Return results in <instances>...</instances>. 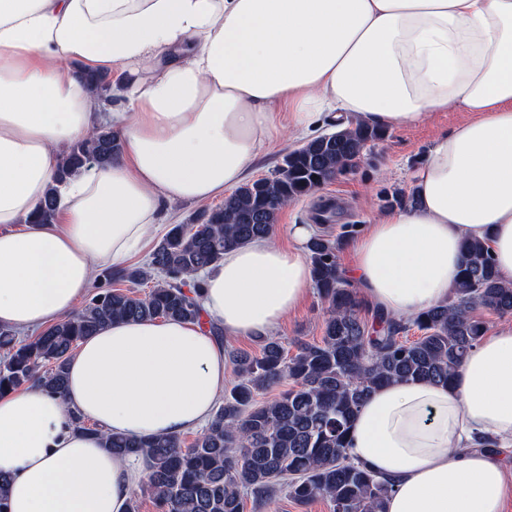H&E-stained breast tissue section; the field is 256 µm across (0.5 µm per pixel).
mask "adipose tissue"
Returning <instances> with one entry per match:
<instances>
[{"instance_id":"obj_1","label":"adipose tissue","mask_w":512,"mask_h":512,"mask_svg":"<svg viewBox=\"0 0 512 512\" xmlns=\"http://www.w3.org/2000/svg\"><path fill=\"white\" fill-rule=\"evenodd\" d=\"M112 68L126 102L112 112L119 156L72 176L56 221L33 223L66 147L102 122L81 70ZM451 108L472 118L434 140L413 204L354 245L349 276L398 317L447 299L468 238L490 239L512 285V0H0V327L25 334L74 314L167 207L242 183L280 111L306 135L336 110L392 129ZM313 233L294 224L289 247L227 250L205 273L207 317L228 336L270 333L310 291ZM225 368L198 324L130 319L81 342L63 395L1 394L9 512H126L147 463L112 454L101 433L198 429ZM349 441L355 462L392 480L386 512H504L512 324L482 338L452 387L375 390Z\"/></svg>"}]
</instances>
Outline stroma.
I'll return each mask as SVG.
<instances>
[{"instance_id": "obj_1", "label": "stroma", "mask_w": 512, "mask_h": 512, "mask_svg": "<svg viewBox=\"0 0 512 512\" xmlns=\"http://www.w3.org/2000/svg\"><path fill=\"white\" fill-rule=\"evenodd\" d=\"M468 118L465 112H437L424 123L389 130L387 138L371 145L355 167L312 196L284 208L274 226L278 241L287 243L290 225L310 223L314 204L321 202L331 206V217L324 224L331 235H338L346 224L367 231L375 217L387 210L384 193L396 189L410 192L412 174L435 138ZM325 318V305L313 291L274 329L273 335L287 345L296 339L316 341L323 334Z\"/></svg>"}]
</instances>
